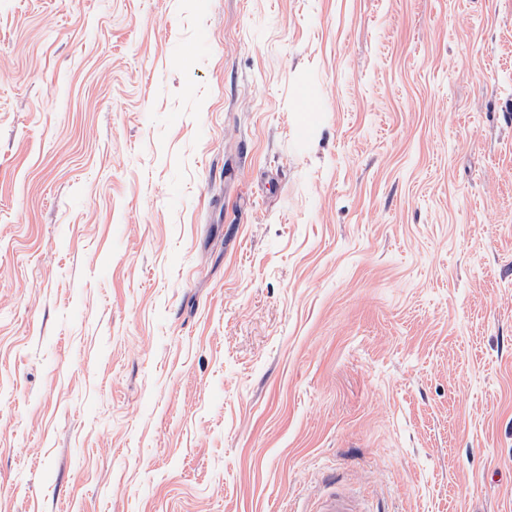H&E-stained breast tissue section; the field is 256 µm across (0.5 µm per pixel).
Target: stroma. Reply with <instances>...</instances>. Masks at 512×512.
Wrapping results in <instances>:
<instances>
[{"mask_svg": "<svg viewBox=\"0 0 512 512\" xmlns=\"http://www.w3.org/2000/svg\"><path fill=\"white\" fill-rule=\"evenodd\" d=\"M512 512V0H0V512ZM368 506L337 488L320 498L316 512H366Z\"/></svg>", "mask_w": 512, "mask_h": 512, "instance_id": "stroma-1", "label": "stroma"}]
</instances>
